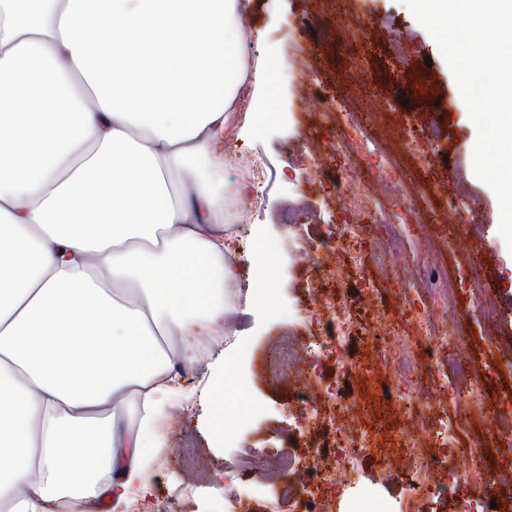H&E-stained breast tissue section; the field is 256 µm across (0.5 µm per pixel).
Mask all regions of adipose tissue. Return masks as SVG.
<instances>
[{"instance_id":"obj_1","label":"adipose tissue","mask_w":512,"mask_h":512,"mask_svg":"<svg viewBox=\"0 0 512 512\" xmlns=\"http://www.w3.org/2000/svg\"><path fill=\"white\" fill-rule=\"evenodd\" d=\"M247 8L0 0V512L152 495L159 424L194 398L169 339L233 312L213 173L240 91L274 94Z\"/></svg>"}]
</instances>
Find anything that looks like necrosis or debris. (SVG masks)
Segmentation results:
<instances>
[{
    "label": "necrosis or debris",
    "instance_id": "1",
    "mask_svg": "<svg viewBox=\"0 0 512 512\" xmlns=\"http://www.w3.org/2000/svg\"><path fill=\"white\" fill-rule=\"evenodd\" d=\"M323 250L333 262L328 266L315 262L308 282V294L321 308L314 339L301 349L281 347L272 363L277 371L292 364L304 365L311 373L321 372L329 364L335 367L334 388L303 390L288 398L289 407L313 423L323 436L322 443L307 450L314 463L307 478L309 512H335L336 497L354 483L361 460L372 459L383 465L389 460V451L382 448L374 429L357 434L351 431V417L363 396L374 395L388 405L395 401L423 404L432 393L440 402L430 409L428 435L442 453L467 459L468 465L464 473L449 471L438 476L434 465L423 461L417 440L402 434L409 487L403 512H418L424 499L443 490L460 505L473 507L474 512H491L490 503L497 499L498 488L512 482V418H505L484 394L488 380L497 376L498 366L472 363L456 337L439 327L429 311L417 314L413 325L400 329L384 305L372 308V329L383 339L376 353L377 365L354 361L349 344L358 320L346 299L366 289L364 278L357 273L362 265L361 245L355 234L346 233L325 239ZM449 403L488 413L499 440L497 453L502 465L498 471H491L483 456L459 446L462 422L449 419L445 409Z\"/></svg>",
    "mask_w": 512,
    "mask_h": 512
}]
</instances>
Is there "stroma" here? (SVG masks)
Instances as JSON below:
<instances>
[{"label": "stroma", "mask_w": 512, "mask_h": 512, "mask_svg": "<svg viewBox=\"0 0 512 512\" xmlns=\"http://www.w3.org/2000/svg\"><path fill=\"white\" fill-rule=\"evenodd\" d=\"M369 18L373 27L360 28ZM244 24L249 58L271 68L275 95L259 122H252L250 96L240 93L238 123H252L245 136L227 135L229 161L215 174L225 199L248 209L239 231L261 242L275 255L274 283L268 306H256L248 286L250 262L242 254L229 256L235 277L224 287L234 312L220 343L223 365L211 357H193L184 364L182 384L195 394L221 389L224 407L240 410L235 440L222 441L211 428L208 406L173 405L161 426L147 479L153 488L154 512L175 503L177 512H227L225 487H232L254 512H303L307 459L293 470L275 475L243 472L238 455L244 448L285 449V429L302 421L284 409L291 389L288 381L268 383L260 359L280 336L308 343L318 311L308 297V257L324 258L323 238L339 236L354 225L363 244L386 242L401 229L402 246L423 254L424 265L370 263L365 270L370 291L361 298H393L401 281L415 283L416 301L432 303L444 270H461L463 281L456 307L466 316L454 325L472 358L479 362L512 353V252L498 233L499 206L491 189L472 169L475 126L453 74L439 47L416 20L404 0H252ZM383 58L380 90L367 92L366 48ZM328 85L339 109L323 112L309 103L315 83ZM361 125L358 149L337 152L336 146L352 125ZM437 126L442 136L428 149L427 159L447 173L445 181L430 184L408 150L411 132ZM248 155L260 179L249 196L237 197L241 183L239 157ZM317 156L330 173L349 168L362 173V189L373 202L368 210L339 207L327 187L309 182L310 156ZM303 203L301 226L284 224L288 208ZM456 204L468 221L480 224L481 237L471 243L458 226L445 224L449 204ZM491 290L499 309L496 320L483 321L470 313L475 292ZM449 416L463 417L461 444L481 451L495 448L488 416L452 407ZM360 420L387 430L418 428L428 420L423 405L393 406L378 411L364 404ZM297 490L282 497L283 486ZM408 495L406 484L372 462H361L355 497L341 496L336 512H399Z\"/></svg>", "instance_id": "stroma-1"}]
</instances>
